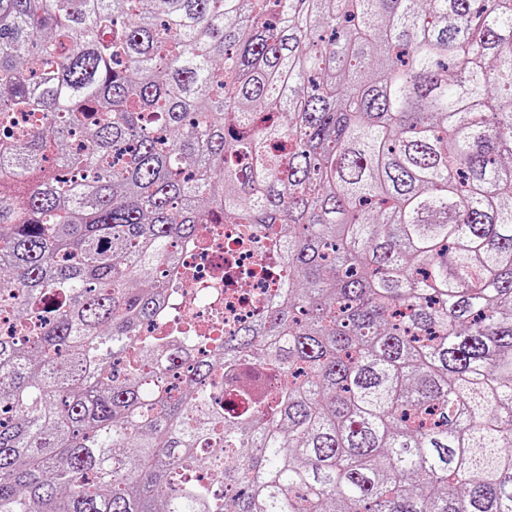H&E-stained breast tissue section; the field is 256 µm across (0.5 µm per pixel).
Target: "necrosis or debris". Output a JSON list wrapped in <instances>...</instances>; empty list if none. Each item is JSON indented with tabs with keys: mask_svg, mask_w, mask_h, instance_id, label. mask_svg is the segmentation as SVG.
<instances>
[{
	"mask_svg": "<svg viewBox=\"0 0 512 512\" xmlns=\"http://www.w3.org/2000/svg\"><path fill=\"white\" fill-rule=\"evenodd\" d=\"M277 233L242 236L233 224L205 225L200 242H173L176 265H161L165 282L179 281L172 303L181 318L209 324L212 340L241 321H254L275 299L284 272L274 254Z\"/></svg>",
	"mask_w": 512,
	"mask_h": 512,
	"instance_id": "obj_1",
	"label": "necrosis or debris"
}]
</instances>
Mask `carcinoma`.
Masks as SVG:
<instances>
[{"label":"carcinoma","mask_w":512,"mask_h":512,"mask_svg":"<svg viewBox=\"0 0 512 512\" xmlns=\"http://www.w3.org/2000/svg\"><path fill=\"white\" fill-rule=\"evenodd\" d=\"M220 218L279 299L141 335ZM0 308V512H512V0H0Z\"/></svg>","instance_id":"obj_1"}]
</instances>
